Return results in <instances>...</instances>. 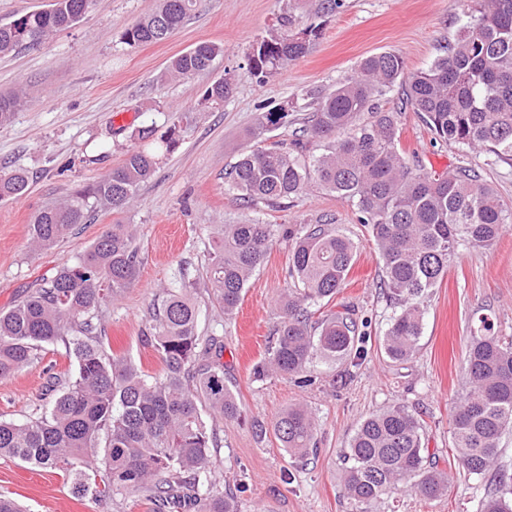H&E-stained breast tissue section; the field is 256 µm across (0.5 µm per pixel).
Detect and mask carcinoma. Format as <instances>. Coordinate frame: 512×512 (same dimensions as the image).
Here are the masks:
<instances>
[{"label": "carcinoma", "instance_id": "1", "mask_svg": "<svg viewBox=\"0 0 512 512\" xmlns=\"http://www.w3.org/2000/svg\"><path fill=\"white\" fill-rule=\"evenodd\" d=\"M196 0H161L152 14L128 27L124 43L139 46L167 39ZM95 0H50L44 9L0 23V56L40 44L79 23ZM458 37L425 68L408 73L394 52L365 57L356 74L316 100L308 123L285 145L272 142L240 154L227 172L244 202L279 205L315 185L347 200L357 221L369 227L383 264L390 314L383 334L386 355L401 363L419 349L430 290L462 250L490 245L508 208L481 182L472 166L442 174L424 171L400 144L401 113L381 98L402 90L411 108L439 141L491 154L512 165V0H481L463 11ZM280 32L258 39L249 56L257 82L304 56L318 26L284 14ZM223 54L201 42L172 60L174 79L206 71ZM234 89L229 78L209 85L203 101L221 106ZM23 105V94H0V125ZM288 117L267 111L253 132ZM176 145V128L153 149L134 147L107 175L43 207L30 224L35 251L64 238L97 209L118 213L136 198L153 174L158 151ZM27 173L0 176V201L26 193ZM288 242L294 286L278 301L279 322L254 377L290 378L297 387L316 384V363L359 366L368 320L348 303L331 306L353 265L356 245L328 218L307 224H226L210 254L209 281L231 315L276 239ZM134 233L124 224L95 240L78 261L41 287L0 311V378L14 375L45 344L60 342L75 371L54 396L23 423L0 420V456L42 468L66 466L74 493L108 505L119 492L149 493L154 512H238L234 498L212 481L218 447L202 412L215 419L241 416L238 399L224 379V337L198 333L199 310L186 283L167 292L147 341L164 369L159 377L107 353L102 345V308L138 274ZM317 308L313 318L310 308ZM467 387L452 415L453 458L485 483L480 512H512V473L498 466L501 439L512 428V336H475L466 356ZM317 419L304 404L288 407L272 430L291 464H304L317 448ZM342 480L354 506L401 491L424 499L448 492L449 474L437 467L423 441V425L404 404L363 420L342 449Z\"/></svg>", "mask_w": 512, "mask_h": 512}]
</instances>
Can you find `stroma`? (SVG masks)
Segmentation results:
<instances>
[{
  "mask_svg": "<svg viewBox=\"0 0 512 512\" xmlns=\"http://www.w3.org/2000/svg\"><path fill=\"white\" fill-rule=\"evenodd\" d=\"M159 0H97L76 26L34 48L0 57V93L24 91L25 99L0 125V174L22 168L30 175L25 195L0 201V310L50 280L115 224L136 229L139 273L104 309L105 346L149 375L163 369L154 347L150 310L164 287L193 283L199 327L224 336V373L241 406L240 418L214 423L219 441L213 477L236 496L241 512H352L341 479L340 450L371 414L397 403L418 413L425 444L451 475L446 496L425 500L402 492L372 504L370 512H479L481 481L459 470L448 455L451 413L465 384L464 357L488 318L498 336L512 335V224L483 248L463 250L427 300L420 350L407 364H393L381 347L389 308L380 290L382 260L354 208L336 194L311 187L279 206L248 207L229 191L224 174L255 145L251 134L262 111L288 108L308 117L306 89L324 92L350 78L372 53L392 51L406 71L425 68L460 27L463 0H344L319 21L309 52L266 83H257L247 56L258 38L277 31L283 10L304 15L310 0H197L169 39L130 46L124 30L155 10ZM201 42L223 46L214 68L184 79L166 77L173 57ZM228 77L234 92L222 107L202 100L215 80ZM383 106L401 110V146L417 154L425 171L440 174L475 166L501 201L512 206V166L436 141L419 115L401 108L397 93ZM130 114L126 123L118 114ZM175 128L177 144L159 155L153 176L124 212L99 211L53 246L31 250L30 223L45 204L64 199L79 185L116 167L139 132L163 135ZM327 216L357 247L337 302L351 303L371 321L361 364L344 387L332 388L343 365L315 366L317 384L300 389L290 380H255L253 368L266 352L278 322L276 302L288 287L286 242L272 245L232 317H225L208 289V244L222 225L258 219L302 224ZM74 363L62 344L44 345L19 372L0 379V419L25 422L44 404L49 377L69 378ZM305 402L319 421L318 455L292 468L279 441L257 442L253 419L273 424L289 405ZM0 493L27 512H151L142 495L115 496L108 507L74 494L68 475L0 457Z\"/></svg>",
  "mask_w": 512,
  "mask_h": 512,
  "instance_id": "35a3bbf8",
  "label": "stroma"
}]
</instances>
